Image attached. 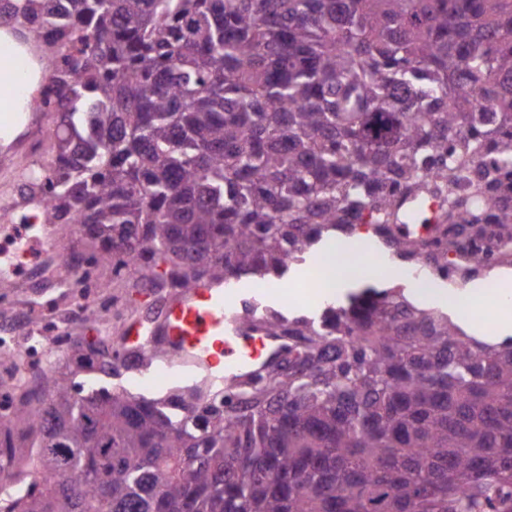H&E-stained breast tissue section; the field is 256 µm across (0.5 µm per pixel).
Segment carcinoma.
Returning <instances> with one entry per match:
<instances>
[{"label": "carcinoma", "instance_id": "cac0c4a2", "mask_svg": "<svg viewBox=\"0 0 512 512\" xmlns=\"http://www.w3.org/2000/svg\"><path fill=\"white\" fill-rule=\"evenodd\" d=\"M8 2L56 33L50 217L113 275L281 281L362 228L436 282L512 267V0ZM352 284L252 299L278 363L158 399L97 379L160 348L68 337L0 419V512H512V336Z\"/></svg>", "mask_w": 512, "mask_h": 512}]
</instances>
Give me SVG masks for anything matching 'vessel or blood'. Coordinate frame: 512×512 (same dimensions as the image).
I'll list each match as a JSON object with an SVG mask.
<instances>
[{
	"label": "vessel or blood",
	"instance_id": "vessel-or-blood-1",
	"mask_svg": "<svg viewBox=\"0 0 512 512\" xmlns=\"http://www.w3.org/2000/svg\"><path fill=\"white\" fill-rule=\"evenodd\" d=\"M24 66L22 42L0 39V69ZM44 136L35 113L17 111L13 102L0 100V141L11 142L9 151L0 155V166L20 169L33 156L31 142ZM226 311L224 285L211 280L198 282L169 302L153 329L165 350L161 368L189 379L229 382L271 361L281 349L280 337L243 329Z\"/></svg>",
	"mask_w": 512,
	"mask_h": 512
}]
</instances>
